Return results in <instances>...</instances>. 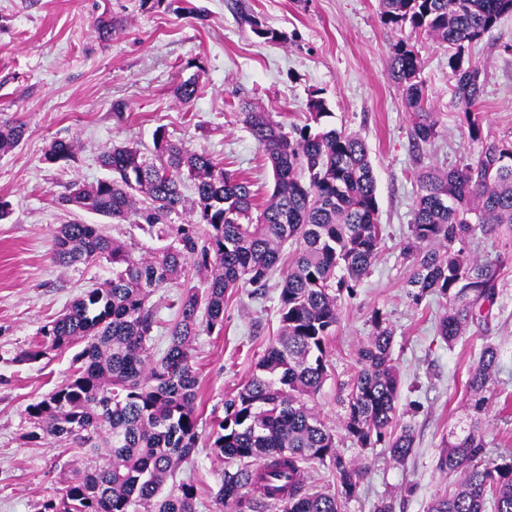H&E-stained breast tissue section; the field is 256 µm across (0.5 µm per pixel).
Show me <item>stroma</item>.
<instances>
[{
    "mask_svg": "<svg viewBox=\"0 0 512 512\" xmlns=\"http://www.w3.org/2000/svg\"><path fill=\"white\" fill-rule=\"evenodd\" d=\"M202 19L184 16L159 0H0V121L23 122L18 147L0 155V199L12 213L0 222V512H39L72 463L60 447L29 442L24 410L63 384L72 355H49L34 364L14 358L38 329L75 297L108 278L100 266H62L52 259L57 228L74 218L60 200L72 184L105 177L99 155L119 143H151L156 127L173 139L203 148L255 183L271 189L264 152L237 118L247 99L284 125L302 123L310 95L322 97L333 126L364 139L372 162L379 219L386 229L382 251L354 294L341 303L340 321L328 346V376L312 405L334 434L338 452L363 466L360 493L343 512H375L387 499L395 512H427L430 500L453 487L455 476L437 468L442 441L463 415V383L485 344L500 349L495 401L482 423L490 453L512 448V248L494 232H480L474 250L497 258L503 272L490 331L470 328L454 345L436 332L447 311L443 298L412 305L407 280L412 261L403 246L426 166L448 168L474 160L463 110L454 95L448 50L415 38L439 136L423 153L410 140L412 117L388 72L400 31L384 25L378 0H189ZM119 24L107 41L95 33L99 18ZM284 37L263 42L253 23ZM466 59L481 71L480 106L489 138L512 141V15L473 43ZM196 80L191 107L176 87ZM126 105L123 117L112 111ZM73 141L75 157L43 163L54 139ZM278 288L260 298L248 289L224 304L221 333L194 342L199 381L201 446L176 475L196 485L198 512H212L223 467L205 447L224 400L251 377L278 328ZM381 313L394 341L401 379L398 425H411L416 447L406 462L381 447L361 448L345 436L346 386L357 371L355 352L374 331Z\"/></svg>",
    "mask_w": 512,
    "mask_h": 512,
    "instance_id": "obj_1",
    "label": "stroma"
}]
</instances>
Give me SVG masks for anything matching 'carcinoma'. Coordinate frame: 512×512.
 Returning a JSON list of instances; mask_svg holds the SVG:
<instances>
[{
	"mask_svg": "<svg viewBox=\"0 0 512 512\" xmlns=\"http://www.w3.org/2000/svg\"><path fill=\"white\" fill-rule=\"evenodd\" d=\"M512 13V0H380L384 24L447 46L454 96L478 144L474 161L460 167L427 166L404 252L412 258L407 285L415 305L430 295L448 302L437 332L448 345L469 324L489 330L501 265L470 254L476 231L503 232L512 245V143L484 136L478 112L483 84L466 48ZM421 60L411 38L392 47L390 77L412 114L417 153L438 136L420 79ZM197 82L176 89L183 106ZM240 121L267 156L273 188L262 202L251 181L224 169V161L193 149L159 126L152 146L115 144L98 157L108 176L77 184L62 203L114 224H137L159 246L135 252L102 224L76 218L53 238V260L63 266H112V276L77 296L42 325L33 345L14 361L31 364L79 341L67 381L26 407L27 439L68 442L81 455L41 512H196L197 488L188 482L163 492L198 441V376L193 342L202 331L224 328L225 297L254 287L263 295L280 270L285 245L294 246L282 271L279 331L250 379L224 402V418L210 448L224 462L214 512H342L359 494L362 467L336 450L334 435L309 401L321 389L327 349L338 323V301L369 272L384 241L378 218L376 177L360 135L337 129L325 101L311 97L306 121L291 131L243 101ZM25 135L19 121L0 123V153ZM69 140L52 141L42 161L73 157ZM194 193L196 221L175 224ZM178 288L168 346L154 352L157 327L148 305L155 292ZM357 349L358 369L347 386L346 436L361 448H387L397 461L414 452L410 425L395 432L400 378L392 359V331L382 315ZM498 348L486 344L465 381L466 417L448 431L437 462L460 473L453 492L433 499L427 512H512V451L488 454L479 424L492 404L490 385ZM334 475L337 491L313 490L307 466Z\"/></svg>",
	"mask_w": 512,
	"mask_h": 512,
	"instance_id": "cac0c4a2",
	"label": "carcinoma"
}]
</instances>
